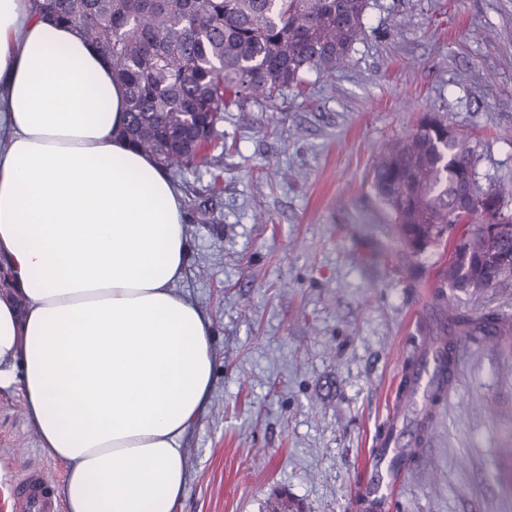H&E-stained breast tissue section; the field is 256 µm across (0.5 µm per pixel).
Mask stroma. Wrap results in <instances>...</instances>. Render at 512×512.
<instances>
[{
    "label": "stroma",
    "mask_w": 512,
    "mask_h": 512,
    "mask_svg": "<svg viewBox=\"0 0 512 512\" xmlns=\"http://www.w3.org/2000/svg\"><path fill=\"white\" fill-rule=\"evenodd\" d=\"M336 73L229 107L209 169L176 177L191 253L180 293L212 322L214 384L184 448L178 512H351L350 489L411 353L430 334L425 290L373 232L391 217L371 172L428 114L465 132L481 187L512 181V0H369ZM222 189L213 192L214 179ZM510 323L456 351L453 385L390 512H512V287L486 294ZM65 481L22 398L0 396V512L27 471Z\"/></svg>",
    "instance_id": "stroma-1"
}]
</instances>
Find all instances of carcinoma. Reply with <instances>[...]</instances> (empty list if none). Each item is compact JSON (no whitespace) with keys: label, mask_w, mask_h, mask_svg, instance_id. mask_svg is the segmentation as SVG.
Segmentation results:
<instances>
[{"label":"carcinoma","mask_w":512,"mask_h":512,"mask_svg":"<svg viewBox=\"0 0 512 512\" xmlns=\"http://www.w3.org/2000/svg\"><path fill=\"white\" fill-rule=\"evenodd\" d=\"M43 16L69 24L94 43L126 91L122 135L172 176L207 168L224 109L242 110L256 96L273 100L295 89L309 70L344 66L364 34L369 0H33ZM429 120L393 141L376 164L371 188L392 215L389 236L408 248L413 266L458 224L456 194L471 180L476 197L503 207L470 210L469 254L452 249L441 271V314L459 339L494 342L507 322L482 307L484 294L512 280L488 269L484 224H512V186L478 185L473 150L463 133L448 140ZM465 295L481 311L459 310Z\"/></svg>","instance_id":"obj_1"}]
</instances>
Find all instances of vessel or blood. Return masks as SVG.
Listing matches in <instances>:
<instances>
[{
	"label": "vessel or blood",
	"mask_w": 512,
	"mask_h": 512,
	"mask_svg": "<svg viewBox=\"0 0 512 512\" xmlns=\"http://www.w3.org/2000/svg\"><path fill=\"white\" fill-rule=\"evenodd\" d=\"M446 346V341L439 340L420 349L415 364L406 370L403 386L396 392V406L412 403L420 411L435 412L434 394L442 376ZM419 444L418 428L409 425L392 424L388 431L374 437L357 481L355 512H388L396 488L416 461ZM12 496L16 512L60 510L48 476L40 471L22 474L13 486Z\"/></svg>",
	"instance_id": "vessel-or-blood-1"
}]
</instances>
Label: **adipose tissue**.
<instances>
[{
  "label": "adipose tissue",
  "instance_id": "adipose-tissue-1",
  "mask_svg": "<svg viewBox=\"0 0 512 512\" xmlns=\"http://www.w3.org/2000/svg\"><path fill=\"white\" fill-rule=\"evenodd\" d=\"M125 113L95 45L0 0V392L65 464L66 512H176L212 394L184 200Z\"/></svg>",
  "mask_w": 512,
  "mask_h": 512
}]
</instances>
